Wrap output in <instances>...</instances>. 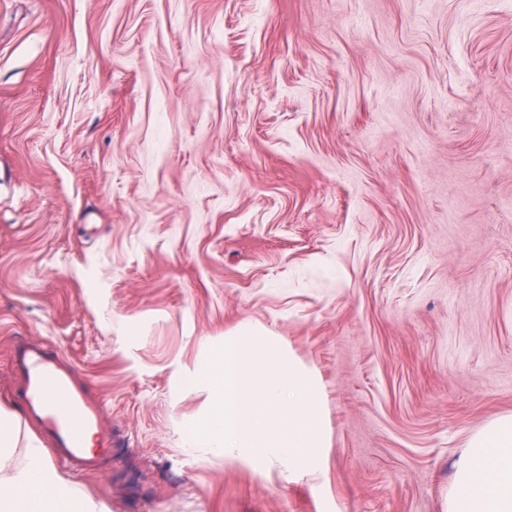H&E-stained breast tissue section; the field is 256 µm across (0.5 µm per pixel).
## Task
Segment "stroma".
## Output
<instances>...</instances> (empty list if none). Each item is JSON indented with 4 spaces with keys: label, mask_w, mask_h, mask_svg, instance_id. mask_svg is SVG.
Masks as SVG:
<instances>
[{
    "label": "stroma",
    "mask_w": 512,
    "mask_h": 512,
    "mask_svg": "<svg viewBox=\"0 0 512 512\" xmlns=\"http://www.w3.org/2000/svg\"><path fill=\"white\" fill-rule=\"evenodd\" d=\"M324 395V475L187 448L243 321ZM48 343L110 512H444L512 417V0H0V407Z\"/></svg>",
    "instance_id": "obj_1"
}]
</instances>
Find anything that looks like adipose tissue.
<instances>
[{
	"mask_svg": "<svg viewBox=\"0 0 512 512\" xmlns=\"http://www.w3.org/2000/svg\"><path fill=\"white\" fill-rule=\"evenodd\" d=\"M447 512H512V419L497 420L472 436L459 460ZM0 512H106L75 489L29 445L24 463L0 478Z\"/></svg>",
	"mask_w": 512,
	"mask_h": 512,
	"instance_id": "1",
	"label": "adipose tissue"
}]
</instances>
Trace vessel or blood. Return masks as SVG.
Returning a JSON list of instances; mask_svg holds the SVG:
<instances>
[{"instance_id": "b4317fda", "label": "vessel or blood", "mask_w": 512, "mask_h": 512, "mask_svg": "<svg viewBox=\"0 0 512 512\" xmlns=\"http://www.w3.org/2000/svg\"><path fill=\"white\" fill-rule=\"evenodd\" d=\"M11 369L25 421L48 441L53 463L89 471L111 459L112 432L103 423V404L70 363L41 342L24 341L12 349ZM86 431L97 435L98 452L82 447L80 436Z\"/></svg>"}]
</instances>
